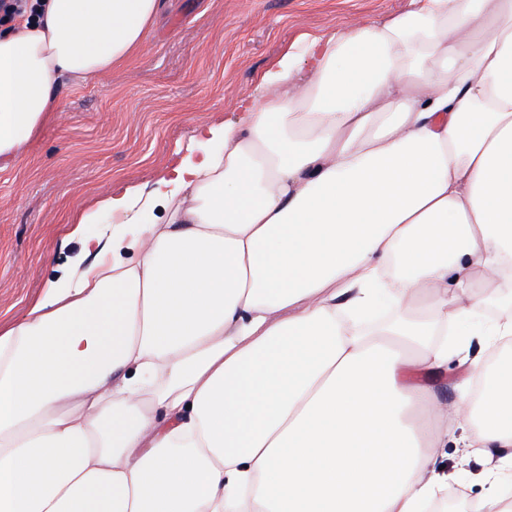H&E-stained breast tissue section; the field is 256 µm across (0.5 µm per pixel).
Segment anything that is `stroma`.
<instances>
[{"label":"stroma","instance_id":"stroma-1","mask_svg":"<svg viewBox=\"0 0 512 512\" xmlns=\"http://www.w3.org/2000/svg\"><path fill=\"white\" fill-rule=\"evenodd\" d=\"M142 53L96 80H62L58 112L15 165L0 170V324L76 256L82 235H111L109 213L75 234V210L109 189L150 190L203 124L234 120L260 76L303 34L361 19L381 24L409 0H162Z\"/></svg>","mask_w":512,"mask_h":512}]
</instances>
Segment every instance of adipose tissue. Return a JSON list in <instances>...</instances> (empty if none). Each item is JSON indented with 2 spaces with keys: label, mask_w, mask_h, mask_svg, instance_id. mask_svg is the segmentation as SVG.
Listing matches in <instances>:
<instances>
[{
  "label": "adipose tissue",
  "mask_w": 512,
  "mask_h": 512,
  "mask_svg": "<svg viewBox=\"0 0 512 512\" xmlns=\"http://www.w3.org/2000/svg\"><path fill=\"white\" fill-rule=\"evenodd\" d=\"M159 0L0 29V169L144 47ZM309 79H302L301 71ZM160 172L162 223L0 328V512H429L453 426L507 512L512 362L466 324L512 288V0H410L303 37ZM480 371L447 412L426 379Z\"/></svg>",
  "instance_id": "adipose-tissue-1"
}]
</instances>
